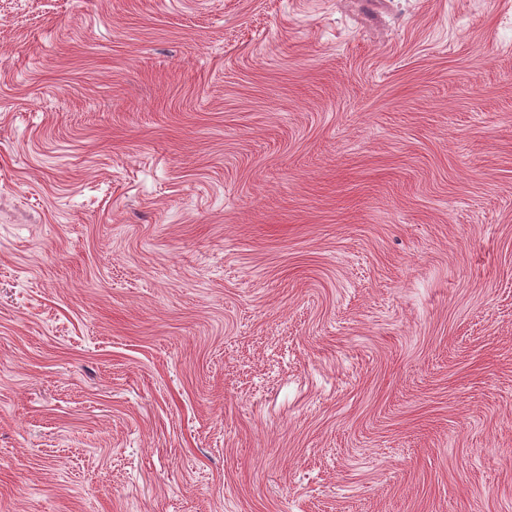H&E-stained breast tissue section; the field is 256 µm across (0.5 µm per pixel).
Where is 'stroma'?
<instances>
[{
	"label": "stroma",
	"mask_w": 512,
	"mask_h": 512,
	"mask_svg": "<svg viewBox=\"0 0 512 512\" xmlns=\"http://www.w3.org/2000/svg\"><path fill=\"white\" fill-rule=\"evenodd\" d=\"M0 512H512V0H0Z\"/></svg>",
	"instance_id": "35a3bbf8"
}]
</instances>
